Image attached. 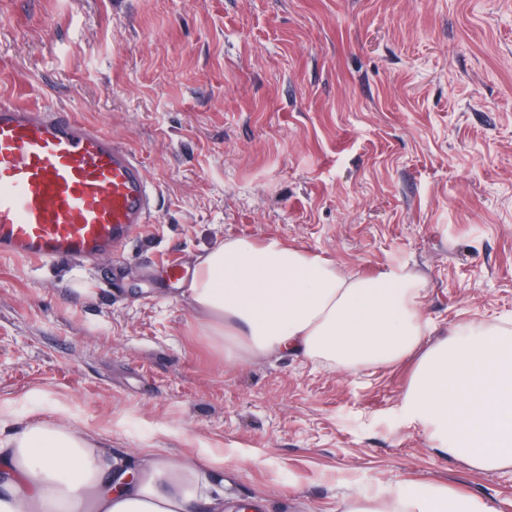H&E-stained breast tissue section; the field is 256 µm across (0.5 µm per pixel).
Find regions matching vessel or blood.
<instances>
[{"instance_id": "b4317fda", "label": "vessel or blood", "mask_w": 512, "mask_h": 512, "mask_svg": "<svg viewBox=\"0 0 512 512\" xmlns=\"http://www.w3.org/2000/svg\"><path fill=\"white\" fill-rule=\"evenodd\" d=\"M156 196L126 142L67 110L0 100L1 256H119L151 223Z\"/></svg>"}]
</instances>
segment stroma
Masks as SVG:
<instances>
[{
    "mask_svg": "<svg viewBox=\"0 0 512 512\" xmlns=\"http://www.w3.org/2000/svg\"><path fill=\"white\" fill-rule=\"evenodd\" d=\"M1 99L126 141L159 193L120 257H0V436L66 417L117 457L223 458L224 512L421 481L512 512V467L403 424L412 362L226 363L167 271L275 236L422 274L436 335L512 320V0H0Z\"/></svg>",
    "mask_w": 512,
    "mask_h": 512,
    "instance_id": "35a3bbf8",
    "label": "stroma"
}]
</instances>
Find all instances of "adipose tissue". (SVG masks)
Listing matches in <instances>:
<instances>
[{
  "instance_id": "1",
  "label": "adipose tissue",
  "mask_w": 512,
  "mask_h": 512,
  "mask_svg": "<svg viewBox=\"0 0 512 512\" xmlns=\"http://www.w3.org/2000/svg\"><path fill=\"white\" fill-rule=\"evenodd\" d=\"M427 280L387 268L342 272L275 237H230L196 266L188 295L228 363L294 354L357 372L416 363L400 397L405 425L439 452L490 471L512 467V321L472 317L434 342ZM0 512H224V464L141 450L137 469L66 420L0 438ZM345 512H495L429 482L374 493Z\"/></svg>"
}]
</instances>
